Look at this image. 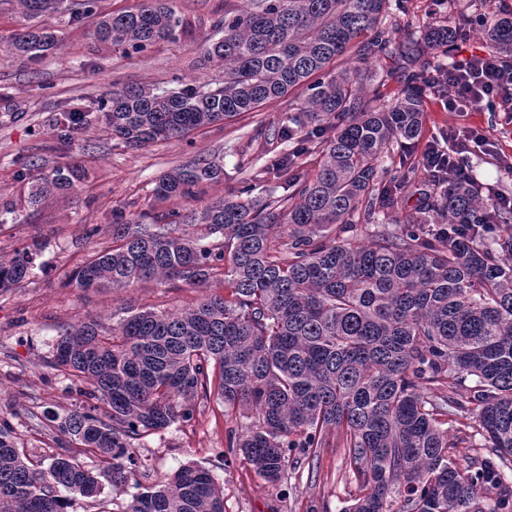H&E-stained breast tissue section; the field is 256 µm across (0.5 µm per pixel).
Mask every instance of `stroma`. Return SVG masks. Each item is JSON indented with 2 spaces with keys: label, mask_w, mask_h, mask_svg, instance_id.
I'll return each instance as SVG.
<instances>
[{
  "label": "stroma",
  "mask_w": 512,
  "mask_h": 512,
  "mask_svg": "<svg viewBox=\"0 0 512 512\" xmlns=\"http://www.w3.org/2000/svg\"><path fill=\"white\" fill-rule=\"evenodd\" d=\"M403 3L405 10L396 17L401 28L419 30L431 11L452 26L466 16L472 24L465 51L488 49L486 28L479 22L485 13L481 0ZM175 4L178 15L191 26L190 36L157 43L129 57L113 53L110 45L95 39L93 20L74 21L65 14L51 17L58 47L39 62L0 51V258L10 259L32 240L42 243L31 277L20 287L0 292V416L11 419L25 454L33 459L46 461L60 453L86 467L99 466L95 456L76 446L62 449L52 436L38 434L40 421L30 414L38 405L63 415L80 401L78 395L66 393L65 382L48 366L63 327L93 316L107 331L129 307L183 310L202 295L220 290L215 280L203 287L148 282L88 292L66 286V275L90 250L86 227L95 225L101 235L110 234L113 208L130 213L147 209L155 179L175 167L214 159L223 163V179L202 187L201 199L209 202L229 195L246 179L253 181L256 195H264L279 185L272 165L286 154L298 153L303 172H314L319 163L316 150L306 151L298 140L280 138L289 118L285 98L183 139L135 149L112 138L99 112L88 109L90 101L112 85L171 88L182 81L204 86L223 77L217 67L204 62L202 45L217 38L225 8L240 7V0H175ZM69 105L88 110L90 132L76 134L72 149L64 150L57 144L56 122L60 110ZM457 126L474 127L487 139L469 157L484 194L512 197V174L499 163L503 157L512 163V114L485 111L460 117L444 111L437 97L427 95L422 138L410 146L408 158L419 160L426 141L443 139L449 128ZM28 159L46 168L73 160L87 177L78 192L53 194L36 207L23 208L19 201L27 184L18 179L17 171L20 161ZM246 422L241 412L209 400L195 420L174 423L143 440L134 482L118 493L105 487L100 501H130L140 487L193 463L210 471L222 489L225 512H344L356 483L342 449H322L317 473L303 467L272 485L227 448L229 432ZM100 501L78 499L69 512H97Z\"/></svg>",
  "instance_id": "35a3bbf8"
}]
</instances>
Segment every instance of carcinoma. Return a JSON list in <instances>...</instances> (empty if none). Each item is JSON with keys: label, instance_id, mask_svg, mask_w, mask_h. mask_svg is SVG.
I'll return each mask as SVG.
<instances>
[{"label": "carcinoma", "instance_id": "1", "mask_svg": "<svg viewBox=\"0 0 512 512\" xmlns=\"http://www.w3.org/2000/svg\"><path fill=\"white\" fill-rule=\"evenodd\" d=\"M99 0H0L30 24L5 51L36 62L57 47L58 12L97 17L95 36L127 56L186 31L173 0H143L134 11L98 13ZM224 9V36L203 48L224 69L206 90L131 86L92 101L112 138L139 147L270 102L294 97V125L323 136L312 175L279 167L286 193L253 195L244 181L230 195L183 210H112L110 239L66 282L84 292L178 281L201 286L223 277L229 296H202L173 312L130 309L109 332L90 319L63 330L48 366L82 397L66 415L48 411L46 430L99 457L94 472L74 459L31 462L15 428L0 417V512H66L96 497L103 483L124 486L135 449L175 422L189 423L217 394L254 420L227 447L266 481L285 477L294 456L314 466L320 449H344L359 493L344 512H512V208L476 183L450 184L425 200L440 229L401 224L370 243L342 237L364 221L385 224L395 191L378 165L421 132L423 94L446 68L436 52L465 32L429 17L422 33L397 40L391 0H245ZM512 53V11L488 32ZM349 56L359 63L340 68ZM402 60L399 95L386 103L365 66ZM85 113L64 111L59 145L88 129ZM20 162L32 178L27 202L75 190L84 173L69 162L49 169ZM224 178L215 160L159 177V202L196 198ZM286 230L287 240L274 235ZM38 245L0 260V291L32 274ZM475 416V424L454 426ZM340 434V442L330 436ZM485 451L460 467L457 448ZM66 492L63 497L60 492ZM117 512H224V496L203 467L188 464Z\"/></svg>", "mask_w": 512, "mask_h": 512}]
</instances>
